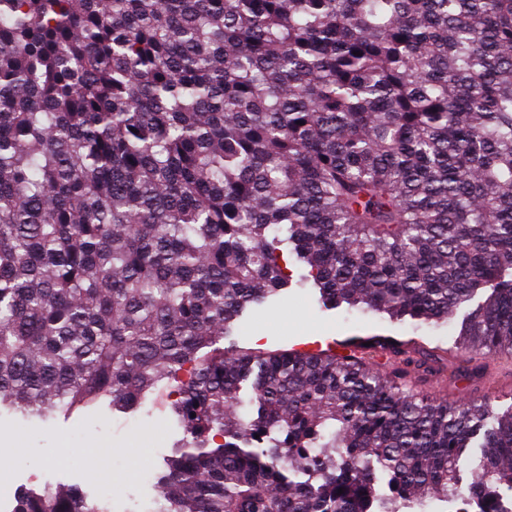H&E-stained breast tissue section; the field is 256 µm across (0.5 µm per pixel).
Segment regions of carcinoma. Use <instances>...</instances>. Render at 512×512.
Instances as JSON below:
<instances>
[{
    "label": "carcinoma",
    "instance_id": "obj_1",
    "mask_svg": "<svg viewBox=\"0 0 512 512\" xmlns=\"http://www.w3.org/2000/svg\"><path fill=\"white\" fill-rule=\"evenodd\" d=\"M287 255L326 308L466 304L461 351L512 354V0H0V409L175 382L156 512H512V410L405 389L444 371L410 342L350 339L386 375L231 341Z\"/></svg>",
    "mask_w": 512,
    "mask_h": 512
}]
</instances>
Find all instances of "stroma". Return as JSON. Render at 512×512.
<instances>
[{
    "label": "stroma",
    "mask_w": 512,
    "mask_h": 512,
    "mask_svg": "<svg viewBox=\"0 0 512 512\" xmlns=\"http://www.w3.org/2000/svg\"><path fill=\"white\" fill-rule=\"evenodd\" d=\"M291 286L274 305L261 307L243 320L235 340L245 348L269 351L294 347L327 348L330 342L357 336L414 338L427 348H440L448 366H456L459 344L455 324L394 323L387 316L327 310L302 278L306 267L292 261ZM415 388L451 402H489L500 413L512 408V362L486 361L482 376L458 380L417 375ZM183 430L166 405L148 396L132 411L121 412L102 403L46 420L16 413L0 414V493L15 500L24 490L76 487L98 502L99 490L112 488L109 512H147L155 495L143 484L144 471H159L165 455L181 445Z\"/></svg>",
    "instance_id": "35a3bbf8"
}]
</instances>
